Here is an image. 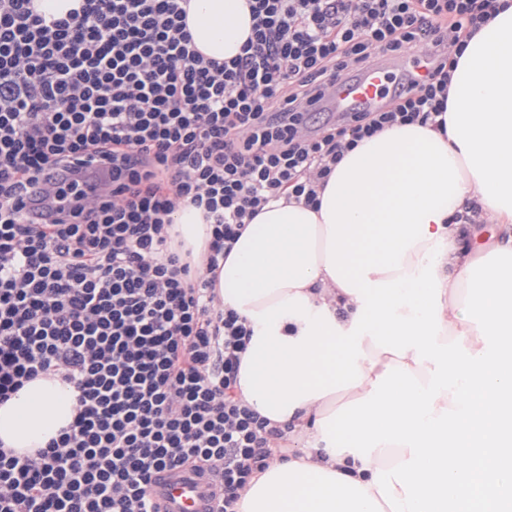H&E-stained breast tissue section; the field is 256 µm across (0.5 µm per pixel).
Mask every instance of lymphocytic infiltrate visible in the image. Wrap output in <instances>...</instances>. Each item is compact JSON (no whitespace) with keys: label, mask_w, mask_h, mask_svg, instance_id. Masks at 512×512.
Here are the masks:
<instances>
[{"label":"lymphocytic infiltrate","mask_w":512,"mask_h":512,"mask_svg":"<svg viewBox=\"0 0 512 512\" xmlns=\"http://www.w3.org/2000/svg\"><path fill=\"white\" fill-rule=\"evenodd\" d=\"M184 0H82L46 19L0 0V404L53 374L76 393L47 448L0 447V512H158L153 475L215 470L238 504L291 424L241 396L253 335L211 274L262 207L313 204L359 142L444 129L452 55L497 0H252L241 55L204 58ZM427 52L385 106L307 113L379 53ZM202 209L206 271L172 248Z\"/></svg>","instance_id":"obj_1"}]
</instances>
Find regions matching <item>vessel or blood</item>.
<instances>
[{
	"mask_svg": "<svg viewBox=\"0 0 512 512\" xmlns=\"http://www.w3.org/2000/svg\"><path fill=\"white\" fill-rule=\"evenodd\" d=\"M431 71L429 57L415 55L403 66L401 74L422 78ZM398 75L387 60L375 61L359 76L341 80L325 109L333 113L378 109ZM221 481L218 475L201 476L183 467H172L155 476L150 494L159 512H216Z\"/></svg>",
	"mask_w": 512,
	"mask_h": 512,
	"instance_id": "1",
	"label": "vessel or blood"
}]
</instances>
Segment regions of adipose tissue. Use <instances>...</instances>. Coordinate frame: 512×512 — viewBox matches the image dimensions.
<instances>
[{"instance_id":"obj_1","label":"adipose tissue","mask_w":512,"mask_h":512,"mask_svg":"<svg viewBox=\"0 0 512 512\" xmlns=\"http://www.w3.org/2000/svg\"><path fill=\"white\" fill-rule=\"evenodd\" d=\"M496 16L466 38V47L451 74L444 114L446 131L440 140L459 170L461 198L455 199L439 221L430 222L425 241L416 243L402 260L405 273L426 264L424 254L436 240L445 243L437 265L441 282L442 330L438 343L462 338L470 353L484 343L473 322L461 310L467 295L466 268L479 259L460 244L461 228L453 218L465 199L483 204L482 217L506 229L512 227V0H498ZM249 0H189L187 26L197 49L206 57L228 61L240 54L252 34ZM268 210H298L313 214L316 221V275L299 288L284 287L263 298L245 303V310L262 311L296 294L306 296L313 309L334 313L326 296L337 284L326 270L327 225L323 204L302 201H270ZM174 231L195 262H202L210 240V228L200 210L179 209ZM365 357L358 365L363 373L359 386L312 398L295 405L285 422L295 425V455L272 461L255 477L243 495L240 512H391L373 482L376 470H388L410 457V449L382 444L369 460L345 452L332 454L322 438L320 419L338 405L361 399L372 389L387 366L409 368L421 385L431 379L425 366L416 364L414 351L396 356L363 337ZM74 415L72 391L59 378L41 377L24 385L0 405V439L19 450L42 448L68 426Z\"/></svg>"}]
</instances>
